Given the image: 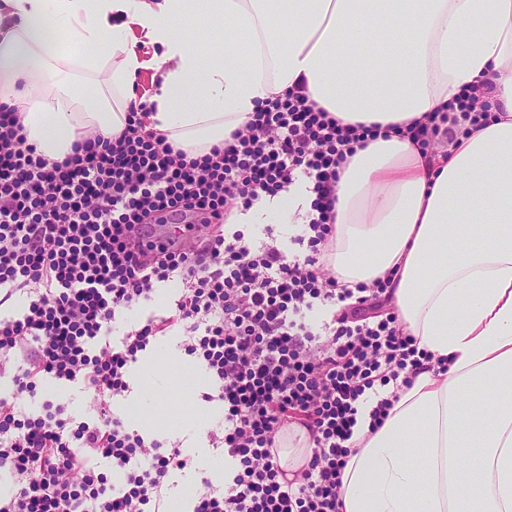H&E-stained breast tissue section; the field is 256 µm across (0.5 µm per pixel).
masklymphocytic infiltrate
Returning a JSON list of instances; mask_svg holds the SVG:
<instances>
[{
  "instance_id": "lymphocytic-infiltrate-1",
  "label": "lymphocytic infiltrate",
  "mask_w": 512,
  "mask_h": 512,
  "mask_svg": "<svg viewBox=\"0 0 512 512\" xmlns=\"http://www.w3.org/2000/svg\"><path fill=\"white\" fill-rule=\"evenodd\" d=\"M478 99L463 91L454 115L430 114L405 134L429 147L441 122L476 123ZM22 130L17 109L0 104V306L27 298L0 314V379L10 385L0 393V477L11 482L0 512H161L172 475L193 461L131 430L112 402L129 390V366L172 330L218 385L221 442L237 462L224 487L200 481L191 512H339L361 397L401 390L433 360L399 323L387 282L341 285L321 259L337 168L380 128L341 125L291 90L198 159L134 111L118 137L90 135L54 163ZM301 176L316 194L299 237L305 255L273 235L254 247L243 231L225 234L233 210ZM170 217L185 221L187 245L145 250ZM174 280L183 288L165 313L113 341L117 312ZM320 309L327 318L310 325ZM46 379L79 385L88 416L51 401L25 411ZM292 427L314 448L288 480L272 448Z\"/></svg>"
}]
</instances>
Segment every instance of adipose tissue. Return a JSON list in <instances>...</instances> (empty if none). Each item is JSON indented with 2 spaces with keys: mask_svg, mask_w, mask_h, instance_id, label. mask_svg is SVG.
Here are the masks:
<instances>
[{
  "mask_svg": "<svg viewBox=\"0 0 512 512\" xmlns=\"http://www.w3.org/2000/svg\"><path fill=\"white\" fill-rule=\"evenodd\" d=\"M189 15L209 46L178 34ZM77 69L104 76L101 100ZM146 69L149 128L191 158L295 87L340 123L397 127L340 166L325 259L351 288L389 278L436 364L377 430L375 399L360 406L340 512H512V0H0V103L48 160L119 135ZM473 86L480 129L426 154L404 136ZM312 199L295 181L226 230L277 217L296 233Z\"/></svg>",
  "mask_w": 512,
  "mask_h": 512,
  "instance_id": "1",
  "label": "adipose tissue"
}]
</instances>
